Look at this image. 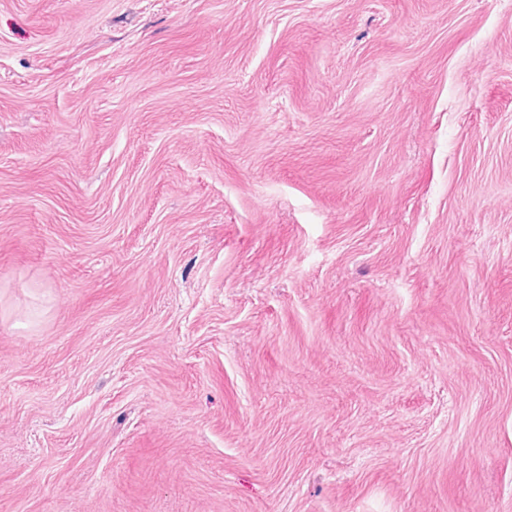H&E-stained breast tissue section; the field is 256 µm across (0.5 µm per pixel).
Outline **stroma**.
Returning <instances> with one entry per match:
<instances>
[{
	"label": "stroma",
	"instance_id": "1",
	"mask_svg": "<svg viewBox=\"0 0 512 512\" xmlns=\"http://www.w3.org/2000/svg\"><path fill=\"white\" fill-rule=\"evenodd\" d=\"M0 512H512V0H0Z\"/></svg>",
	"mask_w": 512,
	"mask_h": 512
}]
</instances>
